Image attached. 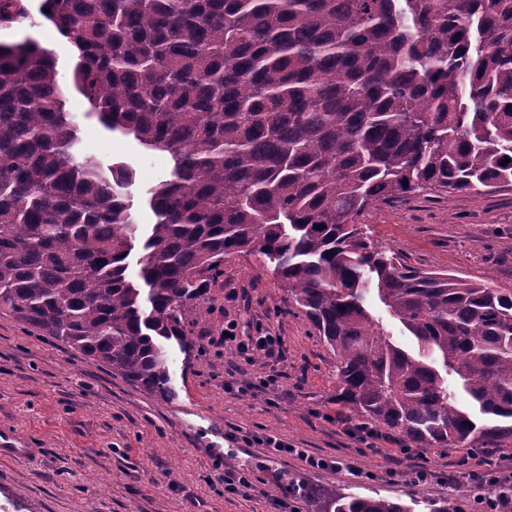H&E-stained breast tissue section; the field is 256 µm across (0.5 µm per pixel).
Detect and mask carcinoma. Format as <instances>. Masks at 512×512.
<instances>
[{
	"label": "carcinoma",
	"mask_w": 512,
	"mask_h": 512,
	"mask_svg": "<svg viewBox=\"0 0 512 512\" xmlns=\"http://www.w3.org/2000/svg\"><path fill=\"white\" fill-rule=\"evenodd\" d=\"M38 12L76 49L90 114L172 170L149 191L155 222L136 224L134 172L80 151L54 53L0 40V309L165 399L166 344L191 351L226 258L257 254L336 355V401L357 417L421 448L512 435V289L411 267L361 223L391 199L512 187V0ZM32 25L29 0H0V29ZM305 498L411 512L334 486Z\"/></svg>",
	"instance_id": "cac0c4a2"
}]
</instances>
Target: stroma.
Listing matches in <instances>:
<instances>
[{
    "instance_id": "1",
    "label": "stroma",
    "mask_w": 512,
    "mask_h": 512,
    "mask_svg": "<svg viewBox=\"0 0 512 512\" xmlns=\"http://www.w3.org/2000/svg\"><path fill=\"white\" fill-rule=\"evenodd\" d=\"M27 36L55 52L67 108L79 121L82 152L106 166L132 168L126 191L131 214L136 223H153L147 192L169 178L167 155L89 118L88 101L71 85L74 54L49 22L0 31L5 40ZM362 221L410 266L473 281L490 278L496 287L512 289L511 189L393 199L370 209ZM233 319L249 332L259 323L273 326L284 339L283 360L250 366L219 344L225 322ZM196 333L190 354L170 352L176 396L166 400L0 310V437L31 451L25 459L0 454V512H273L270 500L287 480L295 484L288 497L297 512H315L301 492L311 485L398 497L412 502L414 512H428L432 503L448 505L450 512H476V495H488V487L458 475L459 462L482 450V442L468 449L412 448L387 428L374 449L347 433L354 416L336 400V358L289 305L286 290L259 256L242 254L225 263ZM270 370L278 376L277 394L224 390L225 381ZM234 428L353 460L373 477L357 481L343 471H308L260 445L225 440ZM390 456L399 476L385 473ZM219 461L252 468L256 489L225 495L213 481ZM420 462L433 478L409 482L405 471Z\"/></svg>"
}]
</instances>
